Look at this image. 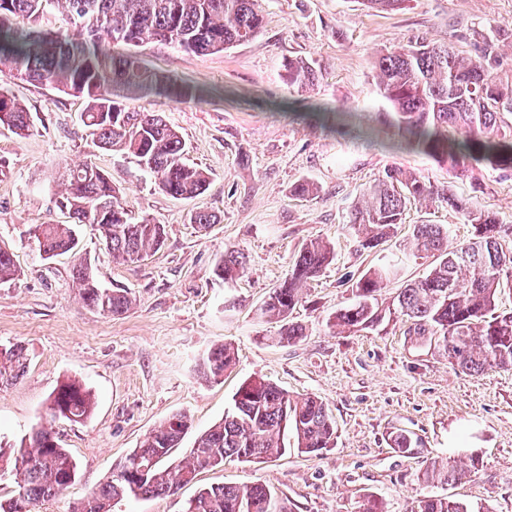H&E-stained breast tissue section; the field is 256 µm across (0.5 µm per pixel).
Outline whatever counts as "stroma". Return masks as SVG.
<instances>
[{
	"label": "stroma",
	"mask_w": 512,
	"mask_h": 512,
	"mask_svg": "<svg viewBox=\"0 0 512 512\" xmlns=\"http://www.w3.org/2000/svg\"><path fill=\"white\" fill-rule=\"evenodd\" d=\"M262 32L227 50L197 55L146 43L138 55L151 70L190 87L192 97L125 96L129 110L161 115L183 135L188 161L209 175L207 191L175 199L154 190L132 159L97 148L81 123L83 98L21 79L11 95L34 117L23 139L0 129V247L13 253L19 281L0 286V344L26 347L30 363L14 385L0 387V435L16 438L48 422V399L76 379L95 398L89 419L52 422L62 447L79 464L76 481L40 502L35 512H71L75 502L109 475L145 435L178 412L191 428L176 457L219 422L240 384L260 376L288 394H313L336 422V445L318 454L287 452L261 462L225 460L167 497L125 498L112 512H185L198 489L263 483L288 512H358L369 495L386 512H410L430 494H449L488 512H512V370L470 376L433 348L408 336L398 317L358 331L333 332L327 321L350 301L358 276L391 257L398 274L379 304L391 306L406 281L422 276L429 259L411 246L414 225L443 224L449 246L472 237L464 216L448 205L413 201L393 237L376 249L358 248L347 213L384 169L412 170L474 210L497 213L512 225V172L449 170L427 154L401 148L388 107L376 87L377 55L422 40L477 53L482 34L497 29L501 76L512 78V0H406L385 13L361 0H259ZM303 58L318 80L289 85L284 65ZM95 163L111 178L134 220L164 225L163 246L136 263L113 262L94 225L78 227L77 251L45 258L27 229L67 223L58 207V171ZM307 179L317 195L298 198ZM205 208L217 224L201 231L189 221ZM329 241L334 258L303 288L292 319L303 339L278 344L277 327L256 308L287 279L302 246ZM243 252L247 270L233 286L216 280L225 250ZM90 261L98 280L126 289L131 308L112 316L85 306L71 278ZM230 343L236 363L211 383L194 371L208 347ZM414 446L400 452L397 434ZM479 465L453 486L423 480L435 461Z\"/></svg>",
	"instance_id": "35a3bbf8"
}]
</instances>
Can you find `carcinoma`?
I'll return each instance as SVG.
<instances>
[{
  "mask_svg": "<svg viewBox=\"0 0 512 512\" xmlns=\"http://www.w3.org/2000/svg\"><path fill=\"white\" fill-rule=\"evenodd\" d=\"M54 8L66 12L77 29L74 38L40 26ZM28 22L19 31L18 20ZM264 25L259 0H0V76L20 77L81 96L86 135L104 150L119 151L135 160L151 185L175 199H192L208 186L205 170L187 162L180 132L152 112L127 111L114 97L157 93L177 99L191 95L177 81L145 66L134 49L145 42L172 44L206 55L224 51L257 35ZM499 39L489 36L479 47V59L464 56L444 44L416 43L395 48L376 62L377 87L391 108L392 126L410 146L446 162L452 168L475 164L493 170L512 169V84L495 73ZM123 44L125 54H112L106 44ZM288 83L311 87L316 71L302 59L285 64ZM32 115L0 84V128L25 138ZM60 206L69 224H35L28 234L41 253L51 258L78 246L74 226L95 224L117 262L142 260L165 240V226L135 222L121 205L112 180L92 163L66 169L59 176ZM429 199L461 212L474 228L473 236L448 250V228L416 224L415 249L434 257L429 272L400 289L396 312L410 322L408 334L426 339L463 373L512 368V312L498 311L502 291L512 290V249L503 244L497 214L473 211L463 201L424 177L397 166L384 171L348 215L358 248L373 250L402 223L408 203ZM191 223L206 230L217 223L208 209L191 214ZM333 260L330 244L314 240L297 254L288 280L274 288L256 315L280 323L278 341L293 344L304 336L303 325L290 319L302 302L301 285L316 278ZM246 258L226 250L216 263L217 280L230 283L245 273ZM390 260L362 273L352 284L353 299L336 309L332 327L358 330L383 320L378 294L396 275ZM13 255L0 249V285L19 279ZM73 283L84 304L106 314L127 311L131 299L123 288H105L87 262L72 268ZM236 361L233 348L214 344L195 361L199 376L223 379ZM29 365L24 347L0 346V386L23 377ZM92 394L78 381L58 385L49 396V417L81 422L90 417ZM191 427L188 415L174 414L152 429L139 447L116 464L107 479L74 506L73 512H111L112 502L125 497H161L196 479L202 468L217 467L227 458L260 461L286 448L285 430L293 432L297 450L318 453L336 442V423L326 404L313 394L290 395L262 377L245 380L233 405L220 422L199 434L188 459L172 458ZM455 461L433 463L423 473L432 485L453 486L475 467ZM78 465L61 447L55 433L40 426L19 440L0 437V479L11 477L15 495L0 512H34L36 505L72 485ZM186 512H288L272 489L256 483L205 488L189 500ZM415 512H475L450 495H428Z\"/></svg>",
  "mask_w": 512,
  "mask_h": 512,
  "instance_id": "cac0c4a2",
  "label": "carcinoma"
}]
</instances>
